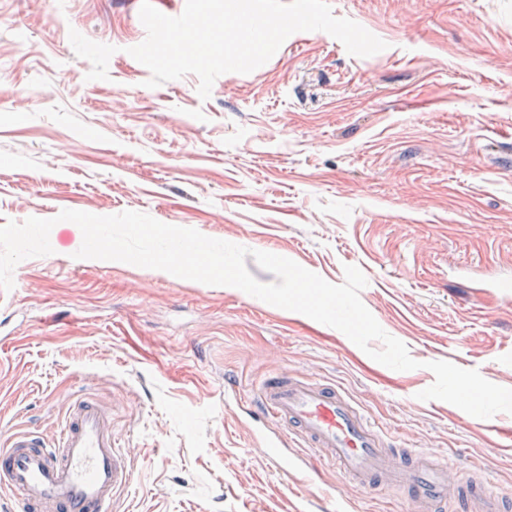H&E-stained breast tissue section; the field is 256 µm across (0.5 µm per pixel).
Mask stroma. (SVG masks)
Wrapping results in <instances>:
<instances>
[{"mask_svg": "<svg viewBox=\"0 0 512 512\" xmlns=\"http://www.w3.org/2000/svg\"><path fill=\"white\" fill-rule=\"evenodd\" d=\"M140 5L0 0V226L132 210L332 284L355 265L421 366L236 288L76 258L80 228L57 221L52 254L0 289V431L50 438L79 393L109 403L133 469L114 512H414L332 464L304 481L265 457L224 382L245 396L285 369L345 390L403 451L512 492V414L417 398L440 360L512 389V299L490 286L512 276V0H330L386 49L297 32L205 100L193 74L147 87L128 52Z\"/></svg>", "mask_w": 512, "mask_h": 512, "instance_id": "obj_1", "label": "stroma"}]
</instances>
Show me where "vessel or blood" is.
Returning <instances> with one entry per match:
<instances>
[{
  "label": "vessel or blood",
  "mask_w": 512,
  "mask_h": 512,
  "mask_svg": "<svg viewBox=\"0 0 512 512\" xmlns=\"http://www.w3.org/2000/svg\"><path fill=\"white\" fill-rule=\"evenodd\" d=\"M257 401L264 450L279 469L294 468L299 457L322 460L353 484L403 487L416 512H436L447 501L457 464L390 454L389 437L336 385L280 372L261 382ZM292 444L302 455L289 453ZM132 480L112 412L94 397L74 400L53 442L31 430L0 435V490L17 498L20 512H112Z\"/></svg>",
  "instance_id": "vessel-or-blood-1"
}]
</instances>
